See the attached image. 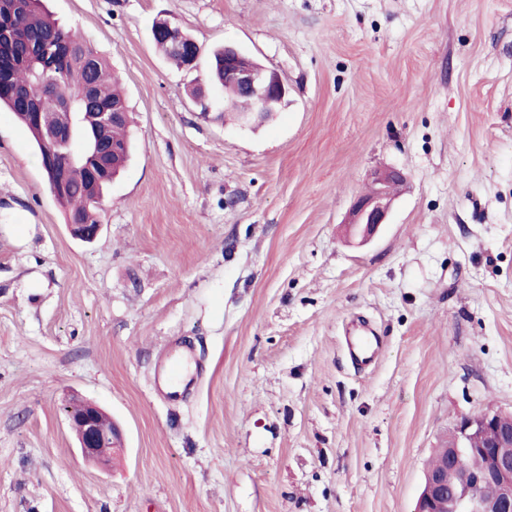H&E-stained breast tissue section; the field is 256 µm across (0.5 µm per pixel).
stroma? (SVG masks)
Segmentation results:
<instances>
[{
    "label": "stroma",
    "mask_w": 512,
    "mask_h": 512,
    "mask_svg": "<svg viewBox=\"0 0 512 512\" xmlns=\"http://www.w3.org/2000/svg\"><path fill=\"white\" fill-rule=\"evenodd\" d=\"M118 74L130 158L91 244L0 111V512H414L461 417L512 413V0H45ZM231 43L288 101L257 128L150 30ZM396 168L386 224L349 226ZM382 338L357 368L348 331ZM200 383L170 403L162 356ZM125 446L80 455L65 406Z\"/></svg>",
    "instance_id": "stroma-1"
}]
</instances>
